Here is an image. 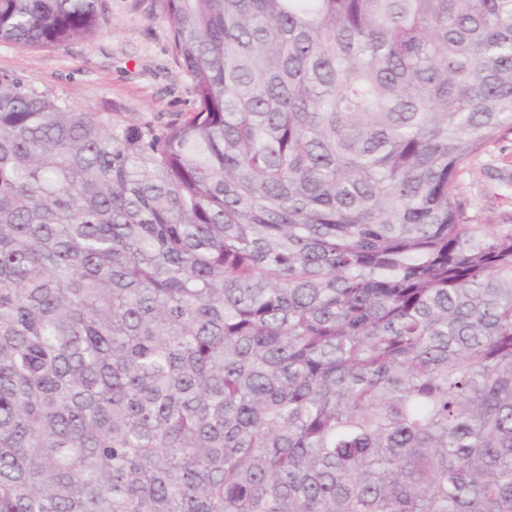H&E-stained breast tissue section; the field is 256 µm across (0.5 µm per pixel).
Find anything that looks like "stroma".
<instances>
[{
  "label": "stroma",
  "mask_w": 512,
  "mask_h": 512,
  "mask_svg": "<svg viewBox=\"0 0 512 512\" xmlns=\"http://www.w3.org/2000/svg\"><path fill=\"white\" fill-rule=\"evenodd\" d=\"M158 0H103L100 26L89 39L63 47L0 43V73L113 121L164 125L195 108L188 78L170 48ZM479 223L512 220V132L499 133L462 177Z\"/></svg>",
  "instance_id": "35a3bbf8"
}]
</instances>
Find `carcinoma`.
Masks as SVG:
<instances>
[{
	"instance_id": "1",
	"label": "carcinoma",
	"mask_w": 512,
	"mask_h": 512,
	"mask_svg": "<svg viewBox=\"0 0 512 512\" xmlns=\"http://www.w3.org/2000/svg\"><path fill=\"white\" fill-rule=\"evenodd\" d=\"M160 7L159 129L0 76V512H512V0ZM471 214L478 224L508 222L512 217V132H500L462 177Z\"/></svg>"
}]
</instances>
